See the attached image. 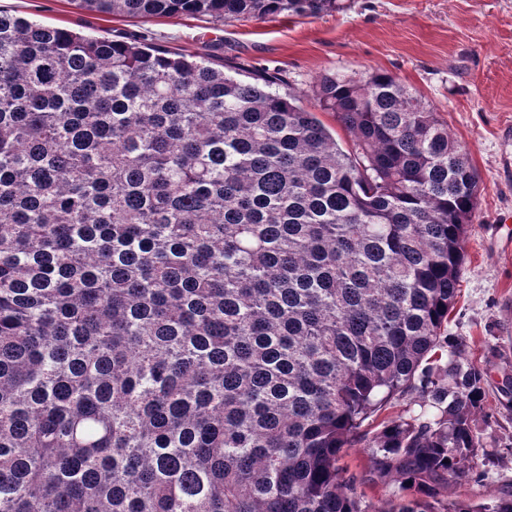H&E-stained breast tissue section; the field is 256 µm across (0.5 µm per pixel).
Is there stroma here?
<instances>
[{"label":"stroma","instance_id":"1","mask_svg":"<svg viewBox=\"0 0 512 512\" xmlns=\"http://www.w3.org/2000/svg\"><path fill=\"white\" fill-rule=\"evenodd\" d=\"M317 16L283 13L213 25L198 17L103 16L71 0H0V10L82 34L154 44L176 53L283 75L313 106L321 74L386 71L416 90L465 146L480 180L459 293L446 330L466 338L485 370L479 427L499 457L484 484L456 495L489 502L512 490V0H346Z\"/></svg>","mask_w":512,"mask_h":512}]
</instances>
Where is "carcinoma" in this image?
Segmentation results:
<instances>
[{
  "label": "carcinoma",
  "mask_w": 512,
  "mask_h": 512,
  "mask_svg": "<svg viewBox=\"0 0 512 512\" xmlns=\"http://www.w3.org/2000/svg\"><path fill=\"white\" fill-rule=\"evenodd\" d=\"M261 20L342 0H71ZM0 12V512H512L484 371L444 336L478 205L448 125L385 71L313 96ZM416 392L418 409L363 422ZM363 445L346 477L340 453Z\"/></svg>",
  "instance_id": "obj_1"
}]
</instances>
